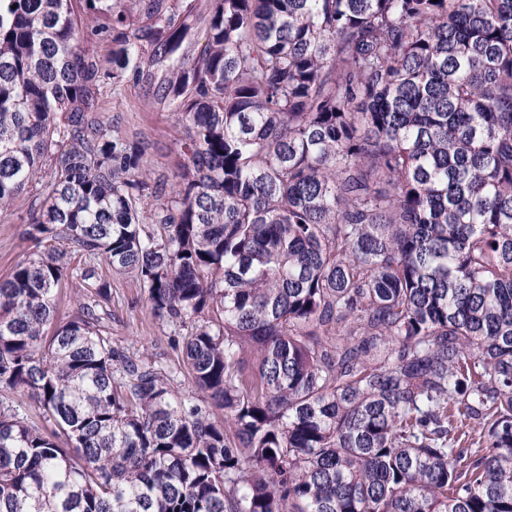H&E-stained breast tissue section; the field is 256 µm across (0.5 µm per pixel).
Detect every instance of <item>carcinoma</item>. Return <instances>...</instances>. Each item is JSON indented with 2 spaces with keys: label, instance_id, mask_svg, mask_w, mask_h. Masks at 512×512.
Listing matches in <instances>:
<instances>
[{
  "label": "carcinoma",
  "instance_id": "obj_1",
  "mask_svg": "<svg viewBox=\"0 0 512 512\" xmlns=\"http://www.w3.org/2000/svg\"><path fill=\"white\" fill-rule=\"evenodd\" d=\"M32 188L0 512H512V0H0V210ZM102 264L180 358L113 344ZM101 98L103 119L112 120L124 139L147 146L150 169L170 173L184 133L174 112L153 104L144 88L133 83H125L116 91L107 87Z\"/></svg>",
  "mask_w": 512,
  "mask_h": 512
}]
</instances>
